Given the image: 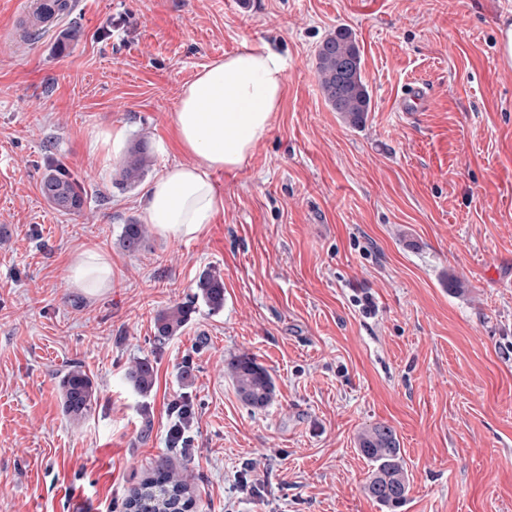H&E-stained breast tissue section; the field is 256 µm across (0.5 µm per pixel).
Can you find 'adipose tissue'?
<instances>
[{
  "label": "adipose tissue",
  "mask_w": 512,
  "mask_h": 512,
  "mask_svg": "<svg viewBox=\"0 0 512 512\" xmlns=\"http://www.w3.org/2000/svg\"><path fill=\"white\" fill-rule=\"evenodd\" d=\"M286 63L268 46H246L205 65L186 84L172 126L191 166L162 171L149 186L142 216L162 234L191 237L223 209L211 175L242 167L270 132L282 106ZM74 287L98 292L112 285V266L86 250L72 261Z\"/></svg>",
  "instance_id": "ef3b65f1"
}]
</instances>
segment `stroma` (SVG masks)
<instances>
[{
    "mask_svg": "<svg viewBox=\"0 0 512 512\" xmlns=\"http://www.w3.org/2000/svg\"><path fill=\"white\" fill-rule=\"evenodd\" d=\"M512 0H81L49 32L0 45V512H112L165 455L195 512H381L362 491L357 435L398 437L410 480L399 512H512V66L498 30ZM355 36L371 93L353 127L326 104L320 42ZM274 46L286 91L242 168L213 173L224 208L192 238L124 224L165 168L193 164L171 115L206 64ZM425 84L423 111L403 112ZM145 143L133 184L95 135ZM77 177L78 211L40 192L49 160ZM112 265L89 295L68 267ZM218 268L224 307L195 297ZM191 303L182 331L157 314ZM246 353L275 398L245 407L224 371ZM148 358L138 393L128 366ZM80 365L96 400L62 410ZM193 407L188 448L170 406ZM124 140V129L113 127L97 135L92 143V148L94 152L99 153L102 163L106 165L120 155ZM148 228L146 224H139L136 221H129L124 224L122 230V242L124 248L129 252H138L147 240ZM68 277L75 288L99 292L112 285V266L95 250L81 252L68 268ZM126 379L140 394L149 393L155 380L153 364L148 359L136 360L134 364L128 368ZM59 386L63 410L68 417L81 419L91 411L96 389L92 378L81 366L70 367L62 375Z\"/></svg>",
    "mask_w": 512,
    "mask_h": 512,
    "instance_id": "1",
    "label": "stroma"
}]
</instances>
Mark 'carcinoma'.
Listing matches in <instances>:
<instances>
[{"label": "carcinoma", "instance_id": "1", "mask_svg": "<svg viewBox=\"0 0 512 512\" xmlns=\"http://www.w3.org/2000/svg\"><path fill=\"white\" fill-rule=\"evenodd\" d=\"M363 59L355 36L346 28L328 34L316 53V71L326 103L351 126L361 125L370 110L371 95L362 76ZM149 163L146 147L139 143L131 149L119 170L124 183L137 182ZM40 192L54 208L79 211L84 204L83 192L76 180L60 167L51 166L45 173ZM145 224L129 221L123 226L122 242L129 252L141 250L147 240ZM196 295L216 312L224 308V279L217 270H206L196 282ZM192 308L177 304L160 312L155 321L156 335H177ZM225 372L232 379L240 401L251 409H265L274 400L272 376L254 357L242 353L230 357ZM126 379L141 394L151 391L155 370L147 359H138ZM60 391L65 414L72 419L85 417L92 409L96 389L92 378L81 367H70L61 377ZM361 453L373 470L364 484L366 495L384 512H397L406 502L409 478L401 456L397 435L390 426L377 424L366 428L358 437ZM194 488L187 476L179 473L172 462L159 458L151 473L129 491L125 512H193Z\"/></svg>", "mask_w": 512, "mask_h": 512}]
</instances>
